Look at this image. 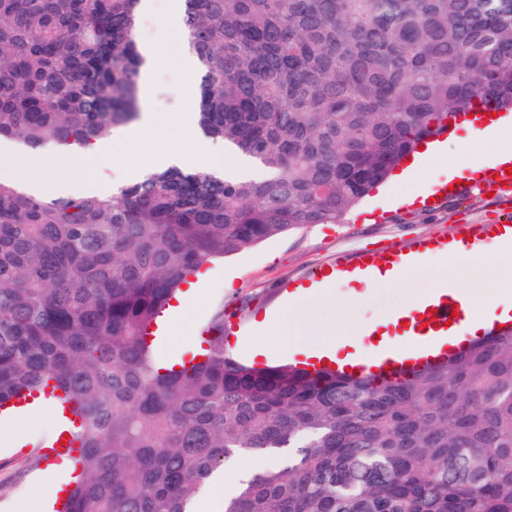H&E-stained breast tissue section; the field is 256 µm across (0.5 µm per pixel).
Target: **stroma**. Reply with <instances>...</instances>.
Instances as JSON below:
<instances>
[{
    "label": "stroma",
    "mask_w": 512,
    "mask_h": 512,
    "mask_svg": "<svg viewBox=\"0 0 512 512\" xmlns=\"http://www.w3.org/2000/svg\"><path fill=\"white\" fill-rule=\"evenodd\" d=\"M150 107L162 118L180 110H193V95L183 93L175 70L164 68L151 74ZM471 141L474 150L493 153L497 144L491 139L471 136L463 128L453 129L447 148L448 160L430 161L425 165L429 182L448 179L449 164L458 167L457 177L468 180L469 157L461 147ZM412 183H387L374 189L341 224H310L268 239L242 252L211 264L209 271L196 281L198 297L187 315L174 320L166 342L161 348L170 357H178L190 346L189 335H198L210 324L217 312L238 318L241 329H254L264 317H276L284 306L283 289L288 284H310L312 274L324 262L336 256L363 248L382 250L402 246L417 239L442 236L457 237L474 224L497 223L500 209L489 198L468 193L448 197L440 207L404 205L391 209L393 199L411 195ZM484 261L461 265L450 258L426 261L409 271L403 286L387 285L367 289L352 282L334 288L333 296L352 301L351 321L362 328L371 319L396 307L402 301V289L413 294L431 292L444 280L455 281L460 288L476 289L479 299L473 312L479 313L491 303L512 305V253L502 250L496 242H487ZM232 287H225V280ZM55 425L48 408H40L26 426L21 442L9 441L11 426L0 422V512H49V504L39 501L40 486L47 478L50 464H59L61 481H68V462L46 454L42 442L53 434Z\"/></svg>",
    "instance_id": "35a3bbf8"
}]
</instances>
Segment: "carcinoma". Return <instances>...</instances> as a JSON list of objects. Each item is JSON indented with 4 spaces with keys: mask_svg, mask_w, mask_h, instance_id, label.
Returning <instances> with one entry per match:
<instances>
[{
    "mask_svg": "<svg viewBox=\"0 0 512 512\" xmlns=\"http://www.w3.org/2000/svg\"><path fill=\"white\" fill-rule=\"evenodd\" d=\"M141 0H0V136L101 143L139 118ZM194 117L263 175L154 168L111 195L0 182V408L71 404L56 512H512V331L408 378L255 368L224 319L164 362L152 328L207 262L340 224L456 115L512 110V0H180Z\"/></svg>",
    "mask_w": 512,
    "mask_h": 512,
    "instance_id": "1",
    "label": "carcinoma"
}]
</instances>
